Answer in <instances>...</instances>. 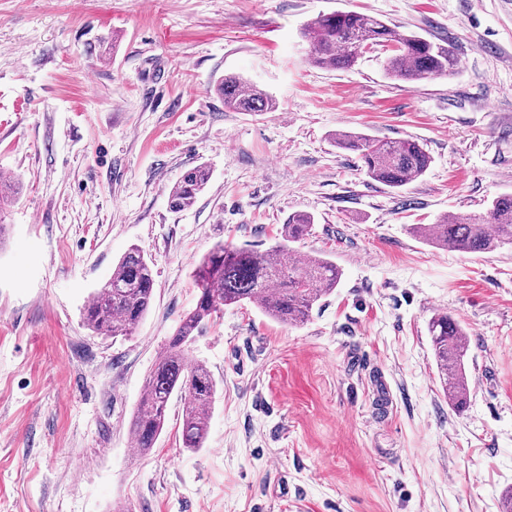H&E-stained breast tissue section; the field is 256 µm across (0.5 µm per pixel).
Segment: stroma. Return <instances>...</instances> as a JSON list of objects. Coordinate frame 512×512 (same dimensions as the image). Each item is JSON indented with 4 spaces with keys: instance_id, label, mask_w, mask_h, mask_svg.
<instances>
[{
    "instance_id": "obj_1",
    "label": "stroma",
    "mask_w": 512,
    "mask_h": 512,
    "mask_svg": "<svg viewBox=\"0 0 512 512\" xmlns=\"http://www.w3.org/2000/svg\"><path fill=\"white\" fill-rule=\"evenodd\" d=\"M356 11L459 65L401 82L385 51L313 65L303 25ZM235 72L274 112H234ZM412 139L431 156L400 190L337 131ZM203 164L191 207L172 186ZM0 512H501L512 492V247L446 251L413 224L512 193V0H0ZM295 248L341 271L291 327L225 308L189 346L218 383L203 448L172 395L152 453L129 426L146 377L196 302L216 244ZM138 248L155 294L132 336L83 323ZM469 339L470 398L443 392L428 323ZM210 177V169L203 165L195 166L186 171L170 191V208L174 211H181L193 205L204 192Z\"/></svg>"
}]
</instances>
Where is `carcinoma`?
I'll return each instance as SVG.
<instances>
[{
    "mask_svg": "<svg viewBox=\"0 0 512 512\" xmlns=\"http://www.w3.org/2000/svg\"><path fill=\"white\" fill-rule=\"evenodd\" d=\"M302 35L309 43L311 61L327 69H348L360 50L379 46L393 48L386 73L395 80L419 82L456 70L451 44L399 31L370 15L352 11L322 14L304 26ZM220 92L224 106L237 112L277 110L275 99L239 75L224 76ZM336 144L360 152L366 175L394 190L424 175L431 163L430 156L414 140H377L339 130ZM210 177V169L203 165L186 171L170 191V208L181 211L193 205ZM311 224V216L294 215L282 226L277 245L259 251L221 243L197 265L196 304L182 317L165 355L148 375L131 421L130 431L139 455L147 456L155 447L166 422L169 400L176 392L184 395L183 447H203L217 382L204 364L187 361L186 347L224 308L256 303L272 319L296 326L336 288L341 273L333 261L320 255L297 259L296 250L290 247L308 234ZM412 232L437 246L464 253H490L512 245V195H499L480 211L451 218L444 215L434 224H416ZM153 295L152 266L143 253L132 248L94 290L92 301L84 309V324L107 339L130 336L147 314ZM428 332L448 405L459 411L466 407L470 396L467 332L445 312L430 319Z\"/></svg>",
    "mask_w": 512,
    "mask_h": 512,
    "instance_id": "1",
    "label": "carcinoma"
}]
</instances>
